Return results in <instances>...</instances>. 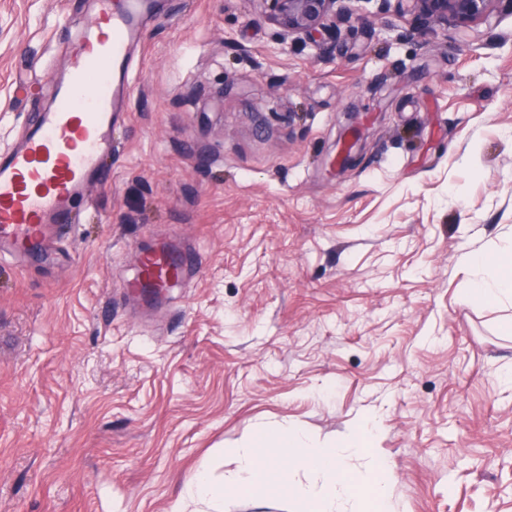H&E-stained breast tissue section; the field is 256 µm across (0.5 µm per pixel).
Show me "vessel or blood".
<instances>
[{
	"label": "vessel or blood",
	"mask_w": 512,
	"mask_h": 512,
	"mask_svg": "<svg viewBox=\"0 0 512 512\" xmlns=\"http://www.w3.org/2000/svg\"><path fill=\"white\" fill-rule=\"evenodd\" d=\"M86 26L57 79L54 104L0 153V261L37 260L71 224L89 187L106 186L114 126L132 95V49L153 0H94ZM198 266L191 248L164 243L140 261L125 290L144 297L189 284Z\"/></svg>",
	"instance_id": "obj_1"
}]
</instances>
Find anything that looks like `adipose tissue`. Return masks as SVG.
Wrapping results in <instances>:
<instances>
[{"label":"adipose tissue","instance_id":"adipose-tissue-1","mask_svg":"<svg viewBox=\"0 0 512 512\" xmlns=\"http://www.w3.org/2000/svg\"><path fill=\"white\" fill-rule=\"evenodd\" d=\"M463 260L484 272L483 277L472 282L469 296L491 303L512 304V238L501 241L491 250L465 253Z\"/></svg>","mask_w":512,"mask_h":512}]
</instances>
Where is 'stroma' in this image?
I'll use <instances>...</instances> for the list:
<instances>
[{"instance_id":"1","label":"stroma","mask_w":512,"mask_h":512,"mask_svg":"<svg viewBox=\"0 0 512 512\" xmlns=\"http://www.w3.org/2000/svg\"><path fill=\"white\" fill-rule=\"evenodd\" d=\"M92 11L0 0V150ZM413 24L361 0L320 49L257 0H158L110 184L0 264V512H168L257 426L373 413L403 512H512V308L465 301L460 262L512 235V0L466 37ZM166 238L198 250L191 287L122 295Z\"/></svg>"}]
</instances>
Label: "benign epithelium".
Wrapping results in <instances>:
<instances>
[{
	"instance_id": "1",
	"label": "benign epithelium",
	"mask_w": 512,
	"mask_h": 512,
	"mask_svg": "<svg viewBox=\"0 0 512 512\" xmlns=\"http://www.w3.org/2000/svg\"><path fill=\"white\" fill-rule=\"evenodd\" d=\"M263 16L275 26L282 42L302 39L336 27V17L351 16L353 0H259ZM411 11L428 23L423 29H409L406 36L437 34V27L471 31L487 21L495 0H408Z\"/></svg>"
}]
</instances>
